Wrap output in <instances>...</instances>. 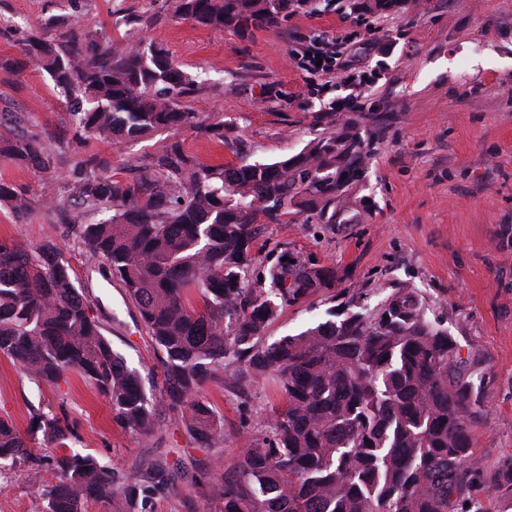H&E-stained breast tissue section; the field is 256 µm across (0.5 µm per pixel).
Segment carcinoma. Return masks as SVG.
<instances>
[{
    "label": "carcinoma",
    "instance_id": "cac0c4a2",
    "mask_svg": "<svg viewBox=\"0 0 512 512\" xmlns=\"http://www.w3.org/2000/svg\"><path fill=\"white\" fill-rule=\"evenodd\" d=\"M318 2L175 0V13L207 30L246 34L299 9L313 12ZM150 21L123 17L125 33L115 39L50 17L29 31L21 51L49 77L81 132L125 148L169 133L138 161L144 181L82 161L67 196L80 200L89 220L66 230L104 259L136 307L161 354V392L195 440L224 443V419L197 398L219 374L240 388L260 379L274 387L278 405L266 433L246 437L239 475L205 484L208 512H486L472 489L512 492V460L489 470L474 455L475 385L449 369L457 341L415 289L398 288L373 307L353 294L337 319L267 341L283 308L333 288L336 271L288 248L260 259L255 242L268 224L301 218L334 231L370 212L356 196L371 159L358 124L344 122L275 162L201 163L178 134L222 143L224 120L188 109L184 100L202 82L165 49L133 41ZM51 27L68 33L47 39L42 30ZM0 155L46 177L55 165L32 137L1 138ZM0 206L22 216L30 202L23 188L0 180ZM0 357L38 386L55 387L76 371L108 400L119 425L152 431L140 374L113 349L51 242L31 250L0 243ZM32 419L39 423L30 432L60 452L37 456L0 418V466L33 473L45 512L108 510L118 495L124 512H156L157 496L173 485L161 464L136 479L91 453L66 451L77 434L62 407L36 408Z\"/></svg>",
    "mask_w": 512,
    "mask_h": 512
}]
</instances>
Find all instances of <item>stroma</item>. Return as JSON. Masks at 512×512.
I'll return each instance as SVG.
<instances>
[{
  "instance_id": "35a3bbf8",
  "label": "stroma",
  "mask_w": 512,
  "mask_h": 512,
  "mask_svg": "<svg viewBox=\"0 0 512 512\" xmlns=\"http://www.w3.org/2000/svg\"><path fill=\"white\" fill-rule=\"evenodd\" d=\"M321 2L320 11L242 35L196 27L176 16L174 0H0V17L16 22L0 29V57H20L24 28L50 16L74 14L85 28L115 37L124 32V15L150 16L138 39L165 47L184 72L201 77L204 89L187 106L223 118L229 129L221 144L184 132L185 149L208 165L275 161L332 122L356 121L374 146L356 190L371 212L332 233L299 220L270 224L256 248L263 255L314 253L335 267L337 291L365 293L372 305L392 289H417L457 340L458 369L481 381L474 453L495 467L512 459V0H412L397 12ZM317 39L336 53V79L298 64V52ZM338 102L345 110L329 116ZM15 134L41 138L55 156V173L48 181L0 158V179L25 188L31 204L23 216L0 208V242L59 246L113 348L142 376L155 426L147 436L121 427L79 373L40 387L1 357L0 418L25 430L31 408L65 407L77 449L114 471L143 477L159 462L175 468L157 512H205L199 475L220 480L232 473L245 436L265 433L276 397L263 383L241 394L225 390L223 378L210 381L201 395L224 419V442L198 447L160 391L159 355L137 309L101 258L64 229L65 220L82 216L65 192L81 158L97 157L107 174L132 180L139 176L135 159L153 153L165 133L124 150L80 133L46 75L30 64L15 74L0 71V135ZM332 293L285 308L268 327V341L327 320ZM43 507L26 471L0 472V512Z\"/></svg>"
}]
</instances>
